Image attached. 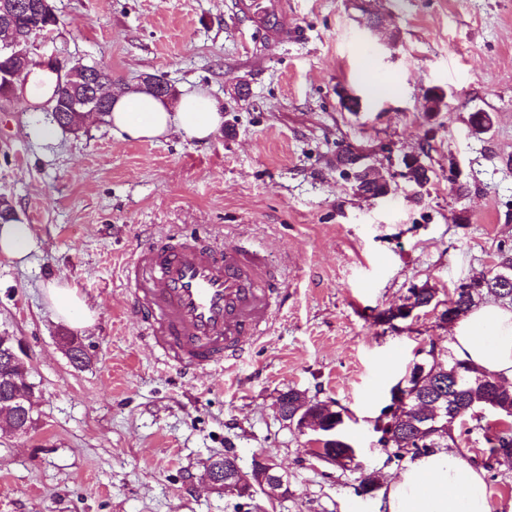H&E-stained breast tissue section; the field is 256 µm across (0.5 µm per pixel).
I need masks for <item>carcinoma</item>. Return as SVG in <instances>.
I'll return each mask as SVG.
<instances>
[{"label": "carcinoma", "instance_id": "1", "mask_svg": "<svg viewBox=\"0 0 512 512\" xmlns=\"http://www.w3.org/2000/svg\"><path fill=\"white\" fill-rule=\"evenodd\" d=\"M27 8L21 12H7L5 7L12 0H0V24L6 23L13 27L18 39L19 49L25 56H3L0 54V71L10 70L26 64L32 70L38 66L29 46L43 27L53 28L60 23L55 9L39 10L42 0H25ZM98 81L112 86L113 91L122 93L126 86L112 81V74L96 65L84 64ZM139 88L157 97H173L175 92L163 76L146 75ZM80 93L77 86L68 87L58 83L55 85L52 100L54 123L58 125H78V116L67 111L70 100ZM448 107L444 91L432 89L424 97L423 108L428 113H437ZM388 180L378 170L364 172L356 177L354 192L360 196L377 197L388 192ZM512 294V249H499L497 259L488 272L471 280L468 290L452 293L448 303L453 307L454 320L472 310L486 295L503 298ZM411 306L425 308L438 302L437 289L423 286L411 291ZM419 362L426 369L437 370L435 385L417 386L415 379H410L406 386L412 388L415 395L409 399V407L404 417L397 424L399 434L387 449L389 458L401 460L405 457L414 459L434 451L436 448H449L455 443L453 430L474 419L476 407H485L496 411V418L502 420L498 425L485 424L486 464H491L500 450L512 448V391L503 392L492 383V375L483 372L471 364L459 360L451 353L434 358L426 353ZM350 451L341 434L336 440L327 441L325 455L329 458H341Z\"/></svg>", "mask_w": 512, "mask_h": 512}]
</instances>
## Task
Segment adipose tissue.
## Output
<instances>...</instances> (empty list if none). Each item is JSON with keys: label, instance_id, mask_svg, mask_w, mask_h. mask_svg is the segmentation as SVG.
Instances as JSON below:
<instances>
[{"label": "adipose tissue", "instance_id": "adipose-tissue-1", "mask_svg": "<svg viewBox=\"0 0 512 512\" xmlns=\"http://www.w3.org/2000/svg\"><path fill=\"white\" fill-rule=\"evenodd\" d=\"M223 111V101L203 88L173 100L130 91L116 95L106 120L123 141L172 133L191 141L215 133ZM46 296L58 318L78 328L92 324L93 313L77 287L53 284ZM450 341L457 358L512 383V308L490 301L471 310L453 325ZM385 492V512H488L482 470L446 448L408 463Z\"/></svg>", "mask_w": 512, "mask_h": 512}]
</instances>
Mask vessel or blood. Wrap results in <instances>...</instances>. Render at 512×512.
I'll use <instances>...</instances> for the list:
<instances>
[{
  "instance_id": "1",
  "label": "vessel or blood",
  "mask_w": 512,
  "mask_h": 512,
  "mask_svg": "<svg viewBox=\"0 0 512 512\" xmlns=\"http://www.w3.org/2000/svg\"><path fill=\"white\" fill-rule=\"evenodd\" d=\"M123 276L147 338L185 372L223 367L272 315L274 273L251 248L217 252L197 238L167 239L141 248Z\"/></svg>"
}]
</instances>
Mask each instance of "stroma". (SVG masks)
I'll list each match as a JSON object with an SVG mask.
<instances>
[{"label": "stroma", "instance_id": "1", "mask_svg": "<svg viewBox=\"0 0 512 512\" xmlns=\"http://www.w3.org/2000/svg\"><path fill=\"white\" fill-rule=\"evenodd\" d=\"M282 2L269 31L244 0H54L61 23L34 57L204 87L224 100L208 139L121 141L91 117L45 141L32 132L45 106L0 96V197L36 240L27 264L0 256V334L25 342L37 385L35 429L0 431V512H246L205 481L228 448L241 467L264 454L287 471V499L255 494L265 512H383L382 492H357L362 471L385 485L403 468L375 421L416 349H449L450 328L426 308L379 315L425 284L446 299L512 247V0ZM434 87L448 108L428 116ZM474 112L490 131L473 133ZM349 146L386 172L421 155L431 180L356 196L336 166ZM173 232L277 265L266 333L224 368L166 364L128 307L123 263ZM55 283L78 287L91 327L57 319ZM72 335L89 353L80 367L61 346ZM291 387L343 407L361 470L317 462L283 425Z\"/></svg>", "mask_w": 512, "mask_h": 512}]
</instances>
